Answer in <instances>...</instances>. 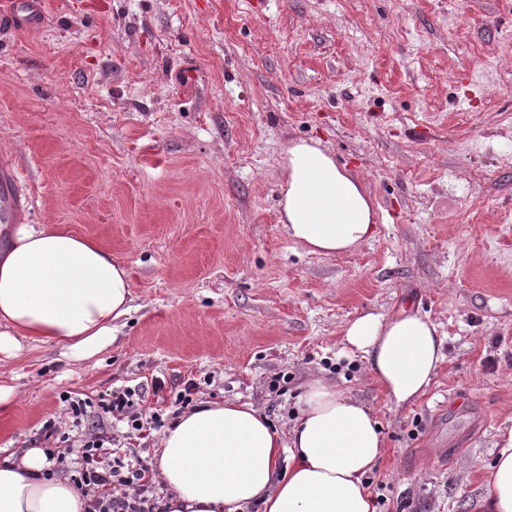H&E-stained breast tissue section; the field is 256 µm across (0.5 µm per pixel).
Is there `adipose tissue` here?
Here are the masks:
<instances>
[{
  "label": "adipose tissue",
  "mask_w": 512,
  "mask_h": 512,
  "mask_svg": "<svg viewBox=\"0 0 512 512\" xmlns=\"http://www.w3.org/2000/svg\"><path fill=\"white\" fill-rule=\"evenodd\" d=\"M279 221L308 252L336 255L369 241L377 214L366 186L321 140L290 142L282 156ZM127 267L96 239L58 224H12L0 238V357L52 342L74 362L111 347L129 311ZM396 407L414 403L443 359L437 325L416 309L364 312L343 329ZM369 406L312 379L287 432L254 404L203 402L178 416L155 451L163 512H375L363 477L383 453ZM45 455L28 449L0 460V512H84L63 476H45ZM486 512H512V432L490 469Z\"/></svg>",
  "instance_id": "obj_1"
}]
</instances>
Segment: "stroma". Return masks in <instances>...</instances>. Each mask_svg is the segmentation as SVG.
I'll return each mask as SVG.
<instances>
[{
	"instance_id": "stroma-1",
	"label": "stroma",
	"mask_w": 512,
	"mask_h": 512,
	"mask_svg": "<svg viewBox=\"0 0 512 512\" xmlns=\"http://www.w3.org/2000/svg\"><path fill=\"white\" fill-rule=\"evenodd\" d=\"M46 10L40 30L0 31V163L33 223L93 237L134 288L95 360L35 343L0 362V459L100 435L152 461L189 380L195 401L254 403L284 431L321 377L382 426L375 512H484L512 430V0ZM311 138L375 200L352 252L308 253L279 222L282 151ZM406 306L438 325L444 359L398 409L342 331ZM121 389L161 426L106 411Z\"/></svg>"
}]
</instances>
